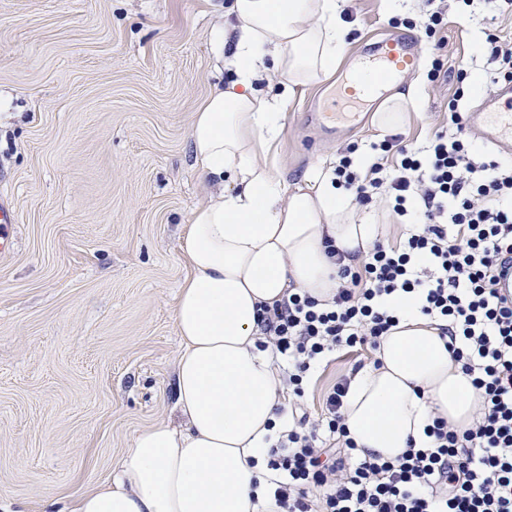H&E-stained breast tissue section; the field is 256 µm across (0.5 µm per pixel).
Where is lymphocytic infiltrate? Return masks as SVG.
<instances>
[{
    "instance_id": "1",
    "label": "lymphocytic infiltrate",
    "mask_w": 512,
    "mask_h": 512,
    "mask_svg": "<svg viewBox=\"0 0 512 512\" xmlns=\"http://www.w3.org/2000/svg\"><path fill=\"white\" fill-rule=\"evenodd\" d=\"M394 165L358 176L350 157L335 168L357 203L388 189L397 215L422 200L417 227L399 245L375 241L361 263L336 264L333 301L292 293L262 319L266 343L288 363V388L305 395L327 353L379 349L397 325L384 306L417 295L441 322L448 351L472 376L478 407L465 429L435 419L428 448L383 460L361 452L342 414L348 384L336 383L320 423L294 417L272 447L278 512H512V166L477 157L463 140L436 134L426 150L384 142Z\"/></svg>"
}]
</instances>
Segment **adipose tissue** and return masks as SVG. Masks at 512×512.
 <instances>
[{
    "label": "adipose tissue",
    "mask_w": 512,
    "mask_h": 512,
    "mask_svg": "<svg viewBox=\"0 0 512 512\" xmlns=\"http://www.w3.org/2000/svg\"><path fill=\"white\" fill-rule=\"evenodd\" d=\"M346 0H231L215 33L234 78L196 113L191 146L205 187L180 239L190 273L173 318L180 337L174 376L178 422L137 434L112 478L81 494L75 512H273L272 446L288 428L287 396L271 349L260 348L264 309L298 289L330 302L335 246L361 262L377 238L361 212L319 171L286 185L268 160L297 94L336 70L347 47ZM283 89L264 94L265 73ZM399 322L377 365L360 370L343 414L357 447L391 460L425 448L441 418L467 428L478 402L438 324L413 300L394 298Z\"/></svg>",
    "instance_id": "ef3b65f1"
}]
</instances>
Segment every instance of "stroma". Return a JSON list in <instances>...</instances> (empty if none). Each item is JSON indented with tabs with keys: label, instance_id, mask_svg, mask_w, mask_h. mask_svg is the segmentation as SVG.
<instances>
[{
	"label": "stroma",
	"instance_id": "stroma-1",
	"mask_svg": "<svg viewBox=\"0 0 512 512\" xmlns=\"http://www.w3.org/2000/svg\"><path fill=\"white\" fill-rule=\"evenodd\" d=\"M227 2L0 0V202L15 211L0 253V512H58L111 476L137 432L176 418L180 234L202 196L191 128L232 78L212 45ZM435 12L431 39L422 23ZM344 18L345 57L284 114V183L336 167L350 146L380 155L381 100L331 106L372 42H421L396 86L420 82L405 142L447 130L456 90L467 113L499 92L487 36L512 38V16L491 0H403L397 13L349 0ZM374 360L331 354L302 411L319 420L325 392Z\"/></svg>",
	"mask_w": 512,
	"mask_h": 512
}]
</instances>
